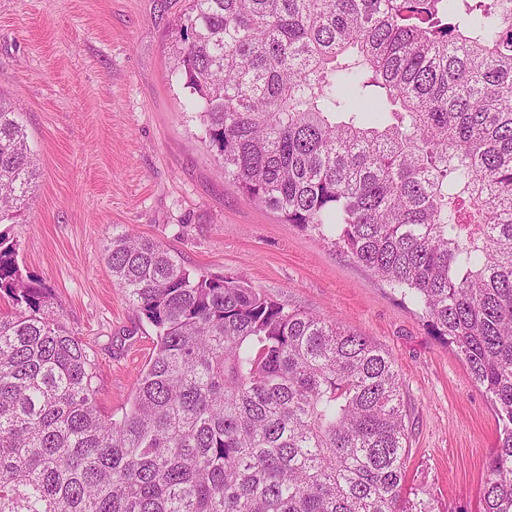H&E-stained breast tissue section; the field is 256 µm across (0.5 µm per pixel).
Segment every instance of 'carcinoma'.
<instances>
[{"label": "carcinoma", "instance_id": "cac0c4a2", "mask_svg": "<svg viewBox=\"0 0 512 512\" xmlns=\"http://www.w3.org/2000/svg\"><path fill=\"white\" fill-rule=\"evenodd\" d=\"M170 54L224 176L454 347L498 420L483 512H512V0H189ZM36 179L0 96V224ZM104 250L157 336L119 420L0 233V512H440L390 353L153 239Z\"/></svg>", "mask_w": 512, "mask_h": 512}]
</instances>
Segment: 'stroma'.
I'll return each mask as SVG.
<instances>
[{"mask_svg":"<svg viewBox=\"0 0 512 512\" xmlns=\"http://www.w3.org/2000/svg\"><path fill=\"white\" fill-rule=\"evenodd\" d=\"M187 0H0V95L16 101L40 176L0 225L101 363L97 403L121 418L155 331L112 280L104 245L127 230L192 270L239 274L277 302L340 321L396 361L409 487L445 512H482L495 413L415 307L314 232L226 179L168 55Z\"/></svg>","mask_w":512,"mask_h":512,"instance_id":"35a3bbf8","label":"stroma"}]
</instances>
